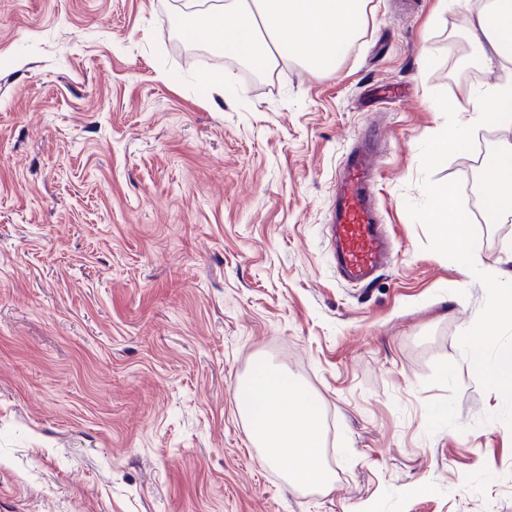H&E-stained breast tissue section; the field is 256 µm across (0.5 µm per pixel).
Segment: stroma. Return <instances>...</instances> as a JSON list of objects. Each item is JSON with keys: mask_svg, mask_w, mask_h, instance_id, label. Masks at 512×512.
Instances as JSON below:
<instances>
[{"mask_svg": "<svg viewBox=\"0 0 512 512\" xmlns=\"http://www.w3.org/2000/svg\"><path fill=\"white\" fill-rule=\"evenodd\" d=\"M185 0H0V512H512V428L460 334L486 301L427 250L422 143L503 76L469 0H369L335 69L205 57ZM379 127L393 259L342 280L336 174ZM480 150L434 173L467 186ZM512 279V217L476 227ZM316 400L328 490L284 482L237 391Z\"/></svg>", "mask_w": 512, "mask_h": 512, "instance_id": "35a3bbf8", "label": "stroma"}]
</instances>
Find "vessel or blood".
I'll return each mask as SVG.
<instances>
[{
    "instance_id": "1",
    "label": "vessel or blood",
    "mask_w": 512,
    "mask_h": 512,
    "mask_svg": "<svg viewBox=\"0 0 512 512\" xmlns=\"http://www.w3.org/2000/svg\"><path fill=\"white\" fill-rule=\"evenodd\" d=\"M382 135L368 127L347 155L336 192V264L354 283H371L391 261L384 226L379 219L375 158Z\"/></svg>"
}]
</instances>
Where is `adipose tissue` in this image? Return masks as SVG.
Instances as JSON below:
<instances>
[{
    "instance_id": "1",
    "label": "adipose tissue",
    "mask_w": 512,
    "mask_h": 512,
    "mask_svg": "<svg viewBox=\"0 0 512 512\" xmlns=\"http://www.w3.org/2000/svg\"><path fill=\"white\" fill-rule=\"evenodd\" d=\"M367 0H201L190 34L222 55L264 69L296 58L313 71L333 69L358 35ZM467 32L490 62L512 61V0H480ZM449 111L492 123H512V78ZM484 208L512 214V144L497 146L481 174ZM251 436L265 461L289 484L330 486L323 461L322 420L312 398L272 365L256 370L239 390Z\"/></svg>"
}]
</instances>
